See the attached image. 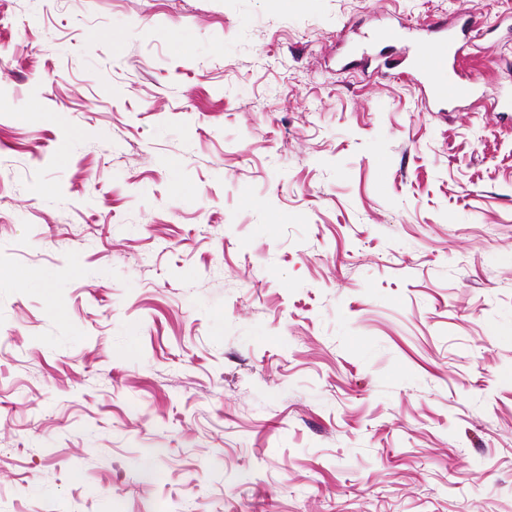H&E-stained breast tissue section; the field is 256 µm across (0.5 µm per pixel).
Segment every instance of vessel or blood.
Returning a JSON list of instances; mask_svg holds the SVG:
<instances>
[{
  "label": "vessel or blood",
  "mask_w": 512,
  "mask_h": 512,
  "mask_svg": "<svg viewBox=\"0 0 512 512\" xmlns=\"http://www.w3.org/2000/svg\"><path fill=\"white\" fill-rule=\"evenodd\" d=\"M474 16H464L459 30H451L445 20L430 19L429 30L434 38L411 47L404 56L403 77L423 86L433 99L466 101L479 86L477 79L459 69L457 61L464 54L469 36L477 27Z\"/></svg>",
  "instance_id": "obj_1"
}]
</instances>
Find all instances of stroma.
<instances>
[{"label":"stroma","mask_w":512,"mask_h":512,"mask_svg":"<svg viewBox=\"0 0 512 512\" xmlns=\"http://www.w3.org/2000/svg\"><path fill=\"white\" fill-rule=\"evenodd\" d=\"M467 12L0 0V512H512V112L342 65Z\"/></svg>","instance_id":"stroma-1"}]
</instances>
